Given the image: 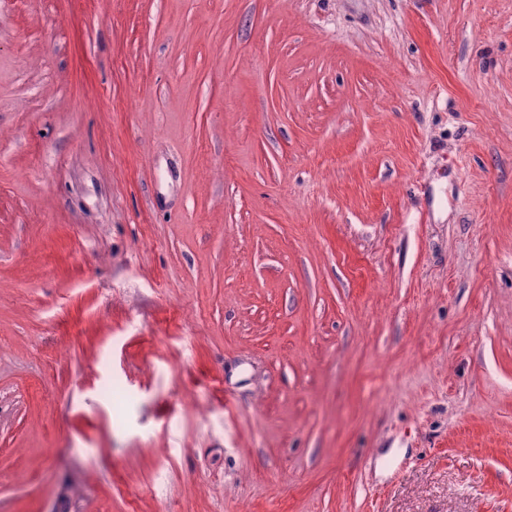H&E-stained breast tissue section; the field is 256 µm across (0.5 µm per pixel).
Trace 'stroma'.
<instances>
[{
	"label": "stroma",
	"mask_w": 512,
	"mask_h": 512,
	"mask_svg": "<svg viewBox=\"0 0 512 512\" xmlns=\"http://www.w3.org/2000/svg\"><path fill=\"white\" fill-rule=\"evenodd\" d=\"M512 512V0H0V512Z\"/></svg>",
	"instance_id": "1"
}]
</instances>
